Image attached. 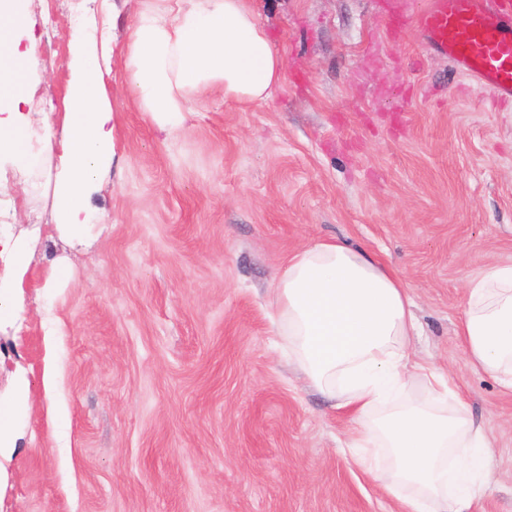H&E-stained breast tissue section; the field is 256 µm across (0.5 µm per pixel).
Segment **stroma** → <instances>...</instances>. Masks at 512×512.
Returning <instances> with one entry per match:
<instances>
[{
  "instance_id": "1",
  "label": "stroma",
  "mask_w": 512,
  "mask_h": 512,
  "mask_svg": "<svg viewBox=\"0 0 512 512\" xmlns=\"http://www.w3.org/2000/svg\"><path fill=\"white\" fill-rule=\"evenodd\" d=\"M144 4L27 3L33 159L0 163V233L29 256L0 324V400L19 405L0 512H396L272 305L289 256L332 238L408 286L413 359L449 375L492 442L473 512H512V392L456 334L467 276L512 263V105L415 28L392 41L391 0H252L281 86L249 104L204 89L172 130L132 91ZM80 25L109 38L114 147L89 197L104 219L75 239L56 224L61 152L40 138L62 128Z\"/></svg>"
}]
</instances>
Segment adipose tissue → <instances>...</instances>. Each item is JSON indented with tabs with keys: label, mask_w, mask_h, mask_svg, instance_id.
I'll list each match as a JSON object with an SVG mask.
<instances>
[{
	"label": "adipose tissue",
	"mask_w": 512,
	"mask_h": 512,
	"mask_svg": "<svg viewBox=\"0 0 512 512\" xmlns=\"http://www.w3.org/2000/svg\"><path fill=\"white\" fill-rule=\"evenodd\" d=\"M137 18L128 44L135 92L166 125L180 128L191 94L219 86L225 98L269 99L284 60L250 0H166ZM26 0H0V154L28 163L32 132L21 111L18 76L30 57L17 33ZM86 29H75L66 101L62 167L55 193L58 223L79 235L91 221L86 191L112 153L110 111L100 61ZM457 334L474 369L512 391V263L470 275ZM303 379L334 409L352 414L346 436L360 470L385 473L386 494L401 512H471L490 483V439L442 371L412 360L418 332L409 290L364 249L329 239L291 254L272 301ZM424 394L410 400L414 384Z\"/></svg>",
	"instance_id": "adipose-tissue-1"
}]
</instances>
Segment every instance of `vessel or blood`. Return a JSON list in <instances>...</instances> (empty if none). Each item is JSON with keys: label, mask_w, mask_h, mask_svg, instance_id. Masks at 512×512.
I'll use <instances>...</instances> for the list:
<instances>
[{"label": "vessel or blood", "mask_w": 512, "mask_h": 512, "mask_svg": "<svg viewBox=\"0 0 512 512\" xmlns=\"http://www.w3.org/2000/svg\"><path fill=\"white\" fill-rule=\"evenodd\" d=\"M409 21L434 54L499 101L512 102V0H424ZM406 22L392 25V38Z\"/></svg>", "instance_id": "1"}]
</instances>
